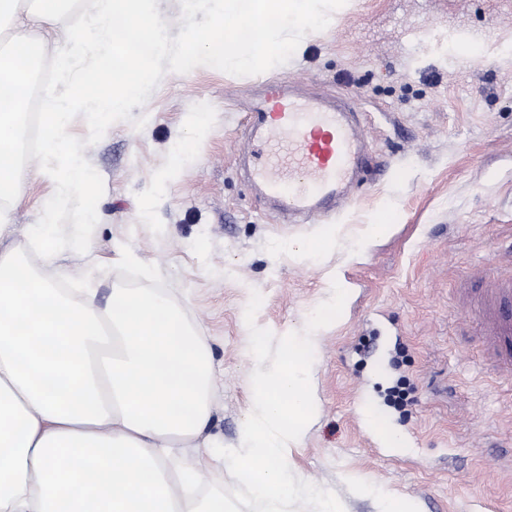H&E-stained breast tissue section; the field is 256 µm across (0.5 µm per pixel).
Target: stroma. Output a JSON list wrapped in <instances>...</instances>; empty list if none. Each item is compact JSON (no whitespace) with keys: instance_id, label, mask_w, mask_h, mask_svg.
Masks as SVG:
<instances>
[{"instance_id":"obj_1","label":"stroma","mask_w":512,"mask_h":512,"mask_svg":"<svg viewBox=\"0 0 512 512\" xmlns=\"http://www.w3.org/2000/svg\"><path fill=\"white\" fill-rule=\"evenodd\" d=\"M153 6L172 49L213 27L204 0ZM462 30L478 38L460 49ZM152 68L153 84L104 130L89 134L81 115L69 130L97 213L83 244L57 217L70 286L92 272L101 299L159 288L183 308L211 347V432L228 452L243 448L257 369H276L286 337L311 338L313 409L285 450L288 512H319L312 488L338 512H381L386 497L406 512H512V371L484 343L476 306L492 278L512 277V0H346L329 23L298 29L273 66ZM275 78L344 102L365 136L369 168L326 218H283L240 166L243 107ZM196 112L209 117L202 138ZM43 164L30 147L8 238L37 268L27 229L53 193ZM369 224L389 230L371 240ZM325 233L326 247L296 250ZM331 306L339 314L321 320ZM370 411L406 447L383 445ZM201 478L228 512H254L232 473L207 461Z\"/></svg>"}]
</instances>
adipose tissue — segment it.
Returning a JSON list of instances; mask_svg holds the SVG:
<instances>
[{
	"label": "adipose tissue",
	"mask_w": 512,
	"mask_h": 512,
	"mask_svg": "<svg viewBox=\"0 0 512 512\" xmlns=\"http://www.w3.org/2000/svg\"><path fill=\"white\" fill-rule=\"evenodd\" d=\"M69 0H0L7 47L0 51V198H18L22 112L45 54L34 24L61 26L66 91L47 92L39 122L54 195L29 228L53 275L0 250V512H225L203 494L199 457L249 487L259 512H284L292 496L284 450L311 412L302 378L308 339L285 341L279 368L257 373L242 453L208 433L211 352L180 308L150 290H113L106 306L93 288L64 289L55 215L66 210L76 237L96 222L93 178L68 130L85 113L93 126L123 111L153 81L152 60L189 75L275 64L286 34L329 20L328 0H206L223 36L192 37L172 51L152 0H81L78 23L62 26ZM97 94H88L87 80Z\"/></svg>",
	"instance_id": "ef3b65f1"
}]
</instances>
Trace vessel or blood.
<instances>
[{
  "label": "vessel or blood",
  "instance_id": "obj_1",
  "mask_svg": "<svg viewBox=\"0 0 512 512\" xmlns=\"http://www.w3.org/2000/svg\"><path fill=\"white\" fill-rule=\"evenodd\" d=\"M247 110L253 125L249 178L281 213L321 216L365 163L345 107L272 81ZM486 308L483 334L512 366V278L493 283Z\"/></svg>",
  "mask_w": 512,
  "mask_h": 512
}]
</instances>
